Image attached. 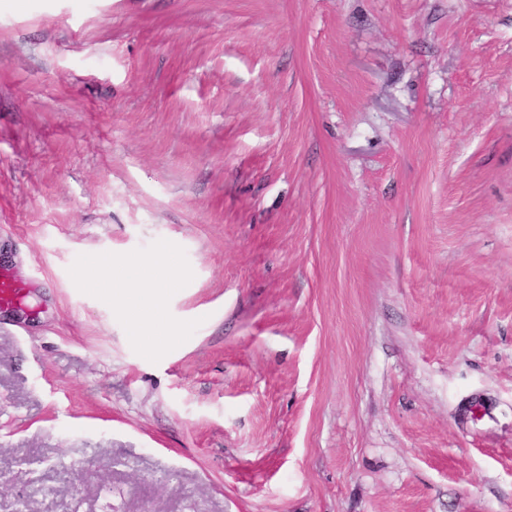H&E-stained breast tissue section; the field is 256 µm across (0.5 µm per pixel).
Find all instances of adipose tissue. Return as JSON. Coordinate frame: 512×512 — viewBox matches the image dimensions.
<instances>
[{
  "mask_svg": "<svg viewBox=\"0 0 512 512\" xmlns=\"http://www.w3.org/2000/svg\"><path fill=\"white\" fill-rule=\"evenodd\" d=\"M91 285L108 288L112 298L133 318L151 322L153 330L143 336V344L150 349L164 340L173 339L175 332L162 320V311L143 303V287L164 290L173 287L179 272L173 262H166L164 271H156L149 262L132 263L107 257L94 261L89 269Z\"/></svg>",
  "mask_w": 512,
  "mask_h": 512,
  "instance_id": "ef3b65f1",
  "label": "adipose tissue"
}]
</instances>
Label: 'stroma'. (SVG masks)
I'll return each mask as SVG.
<instances>
[{"instance_id": "stroma-1", "label": "stroma", "mask_w": 512, "mask_h": 512, "mask_svg": "<svg viewBox=\"0 0 512 512\" xmlns=\"http://www.w3.org/2000/svg\"><path fill=\"white\" fill-rule=\"evenodd\" d=\"M0 249V512H512V0H0ZM89 284L107 290L118 305L134 319L149 320L153 331L141 336L142 343L148 349H154L163 340H172L175 331L162 320V310L158 307H146L143 293L138 288L146 284L155 290L172 288L179 278V272L173 261L168 259L163 272L156 271L151 262L132 263L109 256L94 261L89 269ZM110 287V288H102Z\"/></svg>"}]
</instances>
